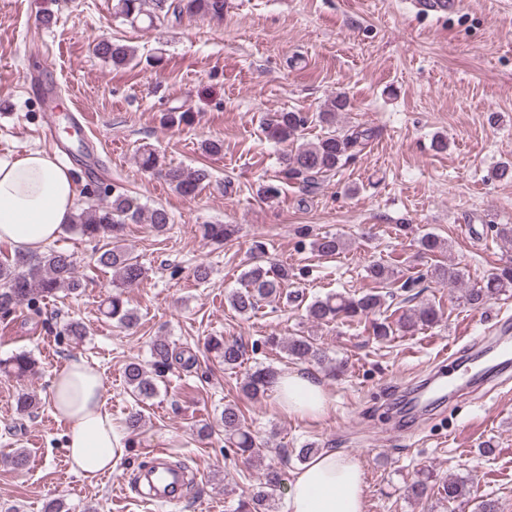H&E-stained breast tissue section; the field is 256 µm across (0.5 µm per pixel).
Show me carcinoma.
I'll return each instance as SVG.
<instances>
[{
	"instance_id": "obj_1",
	"label": "carcinoma",
	"mask_w": 512,
	"mask_h": 512,
	"mask_svg": "<svg viewBox=\"0 0 512 512\" xmlns=\"http://www.w3.org/2000/svg\"><path fill=\"white\" fill-rule=\"evenodd\" d=\"M226 0H116L115 15L132 23L144 22L149 28H161L169 23H177L185 16L211 18L224 17ZM93 54L112 65V69H126L136 60V49L130 45L109 38L95 40ZM349 100L339 93L329 99L325 108L317 114V121L327 132L314 143H301L294 150L281 157V170L277 178L259 186V196L266 201L278 199L282 183H312L317 177H325L336 171L342 161L350 157L353 149L368 141L373 130L357 128L349 132H337L336 114L347 110ZM309 121L301 112H275L264 126L266 137L277 143L299 140L301 132ZM140 166L147 172H157L177 194L193 197L210 180V172L204 167L188 168L180 166L159 167L157 156L149 149L140 155ZM148 224L157 233H163L171 224V217L163 207L146 208L140 200L125 192L118 191L108 203L92 202L77 209L73 222L65 229L74 231L89 240H104V249L98 252L96 262L99 266L112 271V283L116 292L108 297L104 310L106 318L118 326L131 328L138 322V316L128 307L123 294L125 289L139 284L146 276L144 266L122 245L123 231L129 224ZM198 232L209 242L222 245L237 233L234 224H200ZM345 241L332 234L316 237L311 241L312 250L323 257H333L345 248ZM367 274L379 286L358 296L344 293H331L307 303L306 317L318 325L334 322L371 324L373 336L386 340L401 331L412 333L419 328L438 325L442 312L433 304L407 309L397 322L382 316V309L390 292L381 289L395 284L397 271L388 264L375 261L367 267ZM434 282H446L450 285L460 283L462 271L453 265H437L427 271ZM293 277L287 266L265 259L263 244L255 245L253 260L242 274L241 288L228 296L230 307L241 315H247L262 306L268 300L281 297L283 287ZM81 288L77 276L76 260L73 255L62 250L49 248L33 258L18 253L0 260V314H11L17 307L32 300L39 294L50 299L61 290L76 293ZM512 290V264L505 265L491 274L478 288L464 290L465 304L480 308L493 298ZM266 344L272 349H282L287 357L298 362H317L322 364L326 356L317 347L311 336L297 335L283 341L277 336H269ZM209 351L214 353L227 369H235L244 360L245 350L238 341L212 338L207 343ZM151 367L139 362H130L124 370L127 386L134 398L142 402L158 394L159 378L169 370L174 362L187 367L194 362L193 356L175 353L164 338H155L150 345ZM35 360L30 353L22 350L6 360L0 359V371L7 375L24 377L32 372ZM277 371L272 368L255 370L248 374L241 384L245 396L257 399L272 387ZM219 422L224 426L227 442L235 447L236 454L249 459L260 457V448L256 436L245 426L244 416L237 405L227 404L220 414ZM432 474H424L423 479L410 484L408 496L416 501L422 500L428 493V483ZM282 482L280 469L267 465L264 481L248 499L239 504V512H270L274 491ZM437 493L448 502H472L474 512H498L496 501L472 497L467 483L458 478H450L437 488Z\"/></svg>"
}]
</instances>
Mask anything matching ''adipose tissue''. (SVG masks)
I'll return each mask as SVG.
<instances>
[{"label":"adipose tissue","instance_id":"obj_1","mask_svg":"<svg viewBox=\"0 0 512 512\" xmlns=\"http://www.w3.org/2000/svg\"><path fill=\"white\" fill-rule=\"evenodd\" d=\"M78 189L69 169L31 150L0 159V244L29 255L56 240L77 210ZM291 414L317 415L326 406L322 384L299 370H282L272 388ZM50 402L64 422L73 472L92 478L113 472L128 450L129 435L106 407L102 374L85 359L56 374ZM285 512H364L363 470L356 457L327 452L294 472Z\"/></svg>","mask_w":512,"mask_h":512}]
</instances>
